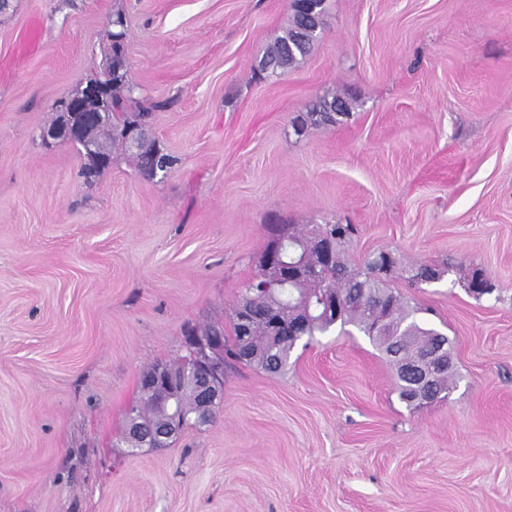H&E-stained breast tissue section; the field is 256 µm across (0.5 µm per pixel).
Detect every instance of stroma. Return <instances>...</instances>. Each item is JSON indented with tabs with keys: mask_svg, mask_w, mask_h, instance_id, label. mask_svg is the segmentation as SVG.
<instances>
[{
	"mask_svg": "<svg viewBox=\"0 0 512 512\" xmlns=\"http://www.w3.org/2000/svg\"><path fill=\"white\" fill-rule=\"evenodd\" d=\"M126 20L138 111L178 160L94 183L43 143ZM289 0H9L0 11V512H512V0H326L313 52L257 76ZM351 105L295 134L322 98ZM352 224L351 266L431 309L456 365L412 407L367 336L273 376L227 360L214 422L130 450L143 372L232 316L273 227ZM445 268L411 284L412 267ZM491 294L468 290L474 272Z\"/></svg>",
	"mask_w": 512,
	"mask_h": 512,
	"instance_id": "stroma-1",
	"label": "stroma"
}]
</instances>
